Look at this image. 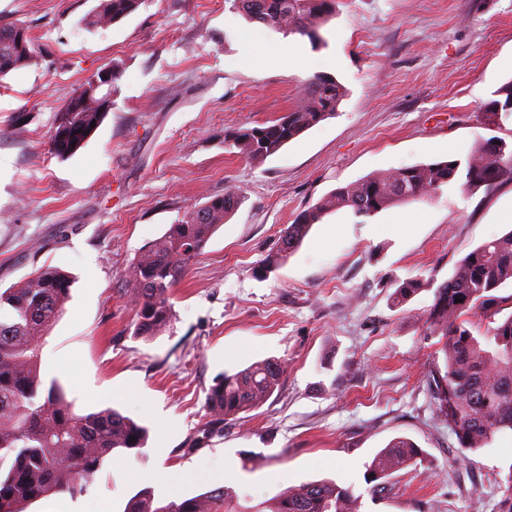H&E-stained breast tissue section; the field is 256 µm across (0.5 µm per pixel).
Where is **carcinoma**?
I'll return each instance as SVG.
<instances>
[{
  "instance_id": "1",
  "label": "carcinoma",
  "mask_w": 512,
  "mask_h": 512,
  "mask_svg": "<svg viewBox=\"0 0 512 512\" xmlns=\"http://www.w3.org/2000/svg\"><path fill=\"white\" fill-rule=\"evenodd\" d=\"M140 3L98 0L83 24L103 29L134 12ZM235 3L250 23L314 42L319 29L336 14L338 0ZM34 58V44L25 27L0 26V78L31 65ZM346 96V87L334 76L318 74L302 86L295 109L269 125L242 127L224 136V144L261 163L336 115ZM78 99L83 100L79 111L57 112L50 136L52 153L63 159L84 145L107 114L82 86L71 97L73 102ZM483 112L490 124L512 115V82L483 105ZM495 141L492 137L477 143L464 163L415 164L337 188L288 225L268 264L292 254L325 214L348 209L357 216H373L394 205L419 201L455 183L461 166L467 189L489 190L512 182V145ZM241 204V196L229 190L201 206H190L137 255L127 279L134 335L154 337L171 329L173 287ZM508 282L512 283V231L478 245L456 263L448 280L435 289L426 318L429 334L440 337L444 364L430 373L433 398L466 449L485 448L497 433L512 431V313L501 315L504 304H512V295H494ZM70 287L66 273L46 265L0 292V309L6 311L0 317V512H26L50 493L80 495L105 460L145 445V428L130 418L113 409L77 413L57 382L47 385L41 378V342L62 315ZM419 287L416 279L404 280L393 293L394 301H409ZM472 315L479 320H470ZM285 372L283 360L267 358L223 374L206 396L214 424L259 407L278 388ZM421 455L414 443L393 440L368 467L375 482L372 492L382 491L378 480ZM358 501L352 488L325 479L288 487L249 511L241 507L237 493L225 486L168 502L155 500L146 488L127 501L123 512H359Z\"/></svg>"
}]
</instances>
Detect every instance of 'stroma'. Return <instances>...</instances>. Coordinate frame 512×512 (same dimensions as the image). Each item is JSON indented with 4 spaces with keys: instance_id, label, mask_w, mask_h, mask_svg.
Instances as JSON below:
<instances>
[{
    "instance_id": "stroma-1",
    "label": "stroma",
    "mask_w": 512,
    "mask_h": 512,
    "mask_svg": "<svg viewBox=\"0 0 512 512\" xmlns=\"http://www.w3.org/2000/svg\"><path fill=\"white\" fill-rule=\"evenodd\" d=\"M95 0H0L33 64L0 78V289L45 265L73 274L64 315L39 350L44 381L77 411L114 408L146 425L145 447L107 460L84 494L27 512H123L143 488L179 500L222 485L257 504L320 479L352 487L359 512H496L512 433L461 447L429 387L434 290L484 240L512 230V182L371 217L341 209L301 246L266 261L295 217L374 173L466 159L512 142V117L481 107L512 80V0H341L319 43L246 22L232 0H141L105 29ZM291 53L292 68L257 51ZM329 60L349 90L336 115L256 164L224 136L286 114ZM116 69L112 106L75 155L51 153L75 89ZM234 190L239 209L174 287L169 333L136 336L125 279L186 208ZM408 278L419 292L396 306ZM268 357L288 364L260 407L212 429L206 393ZM423 455L372 495L367 468L393 439Z\"/></svg>"
}]
</instances>
